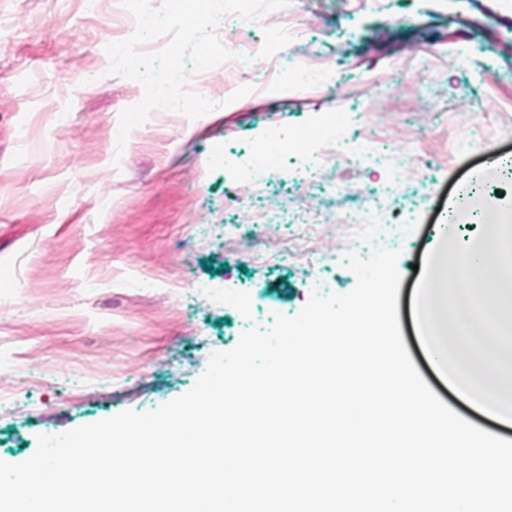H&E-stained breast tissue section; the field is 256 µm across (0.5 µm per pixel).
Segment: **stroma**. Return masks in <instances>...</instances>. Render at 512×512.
Wrapping results in <instances>:
<instances>
[{
    "label": "stroma",
    "instance_id": "obj_1",
    "mask_svg": "<svg viewBox=\"0 0 512 512\" xmlns=\"http://www.w3.org/2000/svg\"><path fill=\"white\" fill-rule=\"evenodd\" d=\"M291 66L325 61L327 86L246 70V97L201 117L161 109L111 149L140 83L108 74L107 44L126 39L120 0L86 14L81 0H0L22 35L0 29V461L20 463L41 434H60L185 394L213 352L296 315L315 281L325 293L356 285L343 257L347 224L319 199H299L300 169L284 162L261 193H231L229 161L292 129L314 141L329 121L378 140L387 166L358 164L344 194L390 181L398 223L380 241L400 251L397 317L405 348L434 394L480 428L512 426L474 412L429 366L414 315L436 210L494 150L512 156V0H302ZM480 139L470 150L462 135ZM272 216L253 223L254 214ZM266 248L275 261L249 262ZM328 263L299 260L300 251ZM236 296L212 308L196 286Z\"/></svg>",
    "mask_w": 512,
    "mask_h": 512
}]
</instances>
